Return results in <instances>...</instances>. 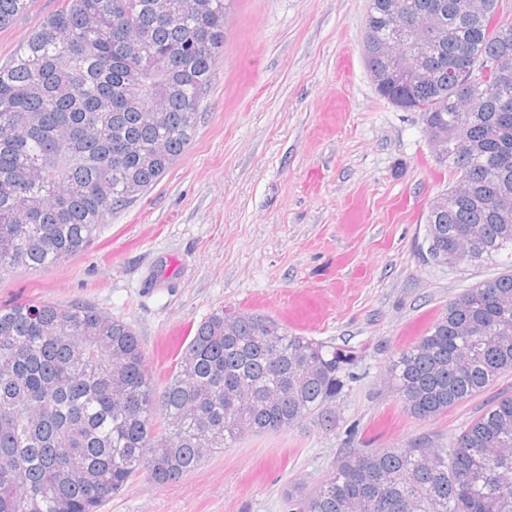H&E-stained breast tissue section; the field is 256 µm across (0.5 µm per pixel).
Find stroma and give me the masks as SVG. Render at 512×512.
I'll return each mask as SVG.
<instances>
[{
	"label": "stroma",
	"mask_w": 512,
	"mask_h": 512,
	"mask_svg": "<svg viewBox=\"0 0 512 512\" xmlns=\"http://www.w3.org/2000/svg\"><path fill=\"white\" fill-rule=\"evenodd\" d=\"M369 0H232L224 50L186 153L92 243L43 271L0 278V306L90 304L135 330L155 382L220 309L267 315L358 354L335 428L313 419L247 434L178 483L138 476L102 512H290L351 450L448 444L512 373L448 413L408 415L391 356L495 269L435 265L426 215L448 185L415 113L374 91L363 57ZM59 0L0 30V67Z\"/></svg>",
	"instance_id": "35a3bbf8"
}]
</instances>
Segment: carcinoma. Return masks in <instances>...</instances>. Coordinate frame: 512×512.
I'll return each mask as SVG.
<instances>
[{"label": "carcinoma", "mask_w": 512, "mask_h": 512, "mask_svg": "<svg viewBox=\"0 0 512 512\" xmlns=\"http://www.w3.org/2000/svg\"><path fill=\"white\" fill-rule=\"evenodd\" d=\"M231 0H62L0 68V277L82 251L116 206L158 184L189 146ZM405 0L439 15L419 82L381 49L394 0H370L364 57L376 93L443 131L434 162L448 206L429 208L433 262L497 266L448 303L386 369L412 417L427 420L512 373V223L494 208L512 174V75L473 78L512 58L506 0ZM34 0H0V29ZM157 113V120L144 118ZM475 191L463 195L459 184ZM279 337L273 354L265 336ZM356 353L270 317L212 313L165 384L138 336L88 304L0 306V512H98L140 474L177 483L247 433L313 417L336 423ZM294 512H512V396L498 398L448 447L349 452Z\"/></svg>", "instance_id": "obj_1"}]
</instances>
